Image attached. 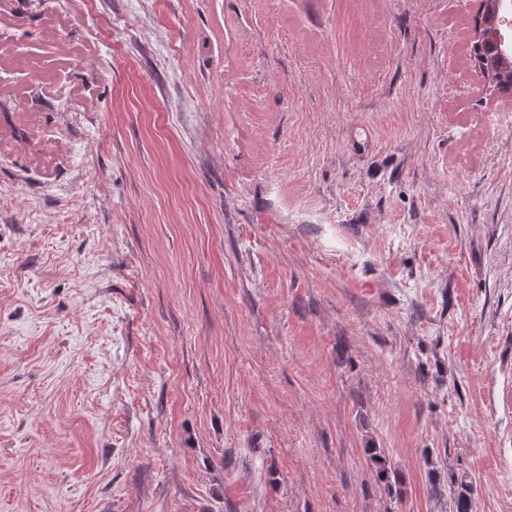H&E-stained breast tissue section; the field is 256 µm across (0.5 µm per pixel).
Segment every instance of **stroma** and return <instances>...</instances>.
Here are the masks:
<instances>
[{
    "label": "stroma",
    "mask_w": 512,
    "mask_h": 512,
    "mask_svg": "<svg viewBox=\"0 0 512 512\" xmlns=\"http://www.w3.org/2000/svg\"><path fill=\"white\" fill-rule=\"evenodd\" d=\"M481 0H22L0 512H512V90ZM491 40L501 42L498 39ZM493 41H487L482 45L472 46L474 62L477 66L482 63L498 64L502 62L508 71L506 74L508 78L507 81L510 82V86L512 87V54L508 53L503 46L501 47Z\"/></svg>",
    "instance_id": "35a3bbf8"
}]
</instances>
